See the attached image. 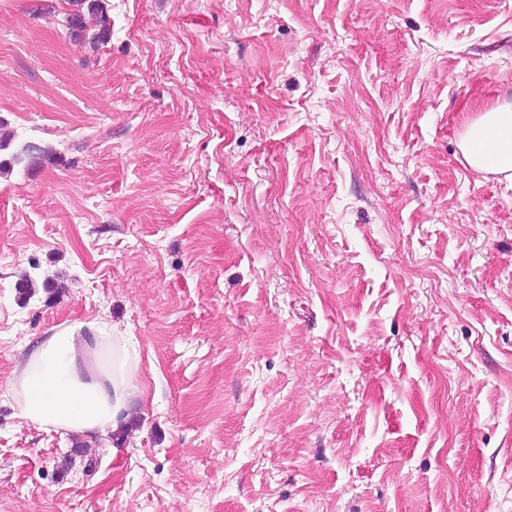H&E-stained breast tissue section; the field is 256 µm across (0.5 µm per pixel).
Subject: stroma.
I'll use <instances>...</instances> for the list:
<instances>
[{
	"label": "stroma",
	"mask_w": 512,
	"mask_h": 512,
	"mask_svg": "<svg viewBox=\"0 0 512 512\" xmlns=\"http://www.w3.org/2000/svg\"><path fill=\"white\" fill-rule=\"evenodd\" d=\"M104 3L0 0V512H512V0ZM94 319L125 432L29 422ZM74 3H71L73 6H77L80 8L76 9L74 12L66 13L65 23L66 27L69 30L70 36L75 40H81L85 38L84 31L86 30V25L84 24V17L81 13L80 9H83L81 6L87 3V10L91 12V14L99 15V28L97 32L91 37V42L93 44H99L106 42L111 35V27L109 20L104 13V9L102 7V0H71ZM459 148L473 168L512 172V106L484 112L466 127ZM106 353V362L97 359ZM140 355L126 336L93 320L60 326L44 336L8 381L21 415L43 427L104 435L127 424Z\"/></svg>",
	"instance_id": "35a3bbf8"
}]
</instances>
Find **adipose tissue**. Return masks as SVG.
Wrapping results in <instances>:
<instances>
[{
    "label": "adipose tissue",
    "mask_w": 512,
    "mask_h": 512,
    "mask_svg": "<svg viewBox=\"0 0 512 512\" xmlns=\"http://www.w3.org/2000/svg\"><path fill=\"white\" fill-rule=\"evenodd\" d=\"M459 148L473 168L512 172V108L500 107L470 122ZM140 361L128 337L100 321L75 322L43 337L7 388L31 423L81 435L126 425Z\"/></svg>",
    "instance_id": "adipose-tissue-1"
}]
</instances>
